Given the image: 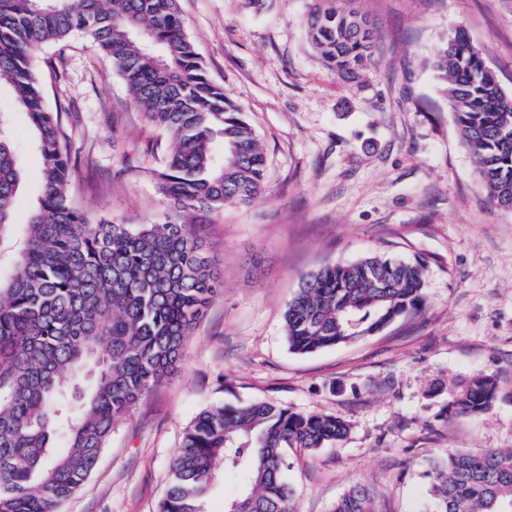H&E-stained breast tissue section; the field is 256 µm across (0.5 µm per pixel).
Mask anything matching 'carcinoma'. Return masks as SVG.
<instances>
[{
    "label": "carcinoma",
    "instance_id": "cac0c4a2",
    "mask_svg": "<svg viewBox=\"0 0 512 512\" xmlns=\"http://www.w3.org/2000/svg\"><path fill=\"white\" fill-rule=\"evenodd\" d=\"M305 25L322 61L343 76L355 77L375 45L367 18L339 0H311ZM76 33L93 40L168 135L156 180L171 207L221 209L266 189L259 139L206 77L176 0H0V81L28 116L42 157L24 248L0 280V512H58L93 473L115 422L175 368L184 338L223 286L188 225L92 224L71 204L72 155L60 112L45 105L34 52ZM433 68L489 200L512 209V101L462 29L441 44ZM8 121L0 113L1 226L13 223L21 185ZM423 277L418 261L375 254L327 263L302 278L288 303L289 350L351 344L421 310ZM497 393L496 375L474 376L448 391L440 414H481ZM72 399L74 416L64 411ZM346 433L335 415L266 401L205 408L170 462L157 512H207L221 469L240 487L224 512H295L287 450L312 452ZM429 477L430 512H512L511 449L450 452ZM334 512H374L370 489L351 486Z\"/></svg>",
    "mask_w": 512,
    "mask_h": 512
}]
</instances>
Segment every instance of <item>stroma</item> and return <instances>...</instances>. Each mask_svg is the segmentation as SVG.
<instances>
[{"instance_id": "1", "label": "stroma", "mask_w": 512, "mask_h": 512, "mask_svg": "<svg viewBox=\"0 0 512 512\" xmlns=\"http://www.w3.org/2000/svg\"><path fill=\"white\" fill-rule=\"evenodd\" d=\"M309 0H178L208 79L240 103L262 144L267 191L179 213L154 177L170 141L86 35L37 53L62 77L77 158L71 198L91 220L187 224L224 270V292L187 336L175 370L118 421L99 464L61 512H156L186 427L208 406L264 400L334 414L343 440L289 449L296 512H333L356 483L375 512H428L437 457L512 448V210L494 206L460 140L431 60L466 30L512 95V0H353L376 47L356 79L329 70L304 25ZM22 186L0 226V279L19 256L41 156L0 83ZM425 262L422 311L355 343L291 353L283 315L300 280L365 254ZM496 374L494 407L441 417L435 387Z\"/></svg>"}]
</instances>
